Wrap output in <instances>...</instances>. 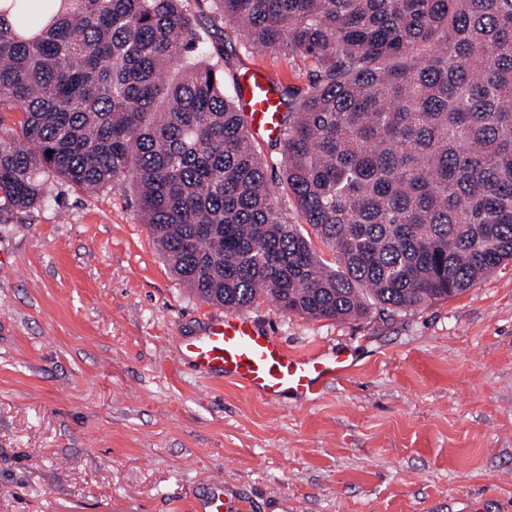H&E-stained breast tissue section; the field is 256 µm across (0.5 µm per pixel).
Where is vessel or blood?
Segmentation results:
<instances>
[{
  "label": "vessel or blood",
  "mask_w": 512,
  "mask_h": 512,
  "mask_svg": "<svg viewBox=\"0 0 512 512\" xmlns=\"http://www.w3.org/2000/svg\"><path fill=\"white\" fill-rule=\"evenodd\" d=\"M240 108L254 136H276L278 118L268 73L255 72L242 93ZM194 369L231 379L274 404L305 403L351 368L352 348L297 353L280 337L258 330L252 320L229 312L209 320L202 335L183 344Z\"/></svg>",
  "instance_id": "vessel-or-blood-1"
}]
</instances>
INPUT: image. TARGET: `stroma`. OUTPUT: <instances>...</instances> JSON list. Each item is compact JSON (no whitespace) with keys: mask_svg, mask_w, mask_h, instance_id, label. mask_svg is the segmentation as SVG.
Here are the masks:
<instances>
[{"mask_svg":"<svg viewBox=\"0 0 512 512\" xmlns=\"http://www.w3.org/2000/svg\"><path fill=\"white\" fill-rule=\"evenodd\" d=\"M230 70L304 89L300 56L245 49L187 0ZM0 207V512H512V264L457 297L341 320L243 308L296 351L352 347L319 399L273 406L199 375L218 308L178 280L124 187L63 180Z\"/></svg>","mask_w":512,"mask_h":512,"instance_id":"stroma-1","label":"stroma"}]
</instances>
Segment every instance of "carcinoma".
<instances>
[{
    "label": "carcinoma",
    "instance_id": "obj_1",
    "mask_svg": "<svg viewBox=\"0 0 512 512\" xmlns=\"http://www.w3.org/2000/svg\"><path fill=\"white\" fill-rule=\"evenodd\" d=\"M212 3L249 47L315 66L275 86L268 143L300 221L185 0H0V112L22 114L0 117V201L127 182L200 298L311 318L414 310L512 260V0Z\"/></svg>",
    "mask_w": 512,
    "mask_h": 512
}]
</instances>
